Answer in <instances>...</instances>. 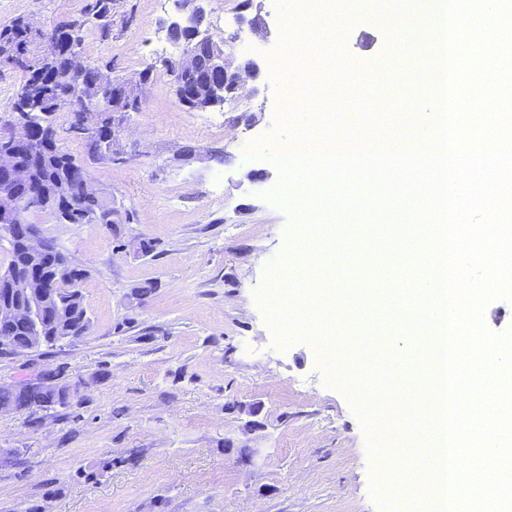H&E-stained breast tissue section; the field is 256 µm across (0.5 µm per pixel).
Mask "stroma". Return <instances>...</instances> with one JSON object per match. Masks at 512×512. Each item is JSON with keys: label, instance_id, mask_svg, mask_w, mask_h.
I'll list each match as a JSON object with an SVG mask.
<instances>
[{"label": "stroma", "instance_id": "1", "mask_svg": "<svg viewBox=\"0 0 512 512\" xmlns=\"http://www.w3.org/2000/svg\"><path fill=\"white\" fill-rule=\"evenodd\" d=\"M345 37L353 63L425 100L414 76L425 61L389 36L424 17L394 0H355ZM84 0H0V26L18 18L52 28L81 18ZM240 0H209L203 31H239L231 65H260L247 106L190 112L178 102L167 28L173 4L117 0L112 33L87 30V58L111 68L141 100L112 146L93 160L56 113L58 143L85 164L112 201L109 224H60L33 216L73 265L91 326L78 339L0 357V385L33 368L60 370L80 396L48 412H0V512H415L388 486L351 394L328 381L329 355L312 341L276 345L257 294L269 265L287 257L291 215L267 199L276 166L248 157L288 109L272 79L286 26L276 0H255L257 27H238ZM151 69L149 81L140 73ZM224 123L214 133L211 117ZM264 179H251L254 170ZM150 245L138 252L139 242ZM152 283L134 300L132 288ZM400 313L374 309L378 346L405 356L400 392L420 398L427 379L426 327L397 332ZM260 406L259 428L249 425ZM128 457V464L114 460Z\"/></svg>", "mask_w": 512, "mask_h": 512}]
</instances>
